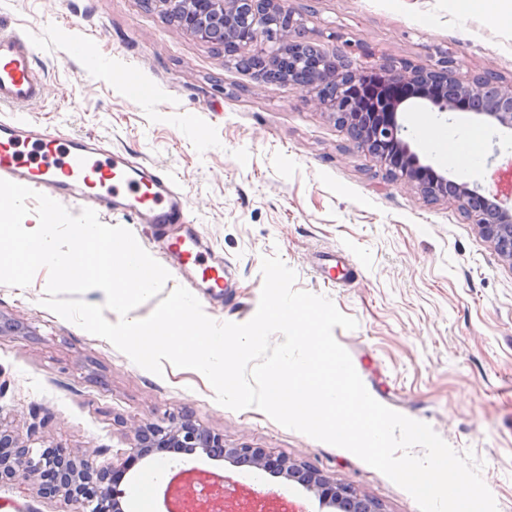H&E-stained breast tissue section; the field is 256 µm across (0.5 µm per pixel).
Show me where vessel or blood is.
<instances>
[{"label":"vessel or blood","instance_id":"vessel-or-blood-1","mask_svg":"<svg viewBox=\"0 0 512 512\" xmlns=\"http://www.w3.org/2000/svg\"><path fill=\"white\" fill-rule=\"evenodd\" d=\"M35 56L29 35L0 31V106L10 109L0 117V179L52 198L73 195L81 207L149 225L188 288L203 283L223 289L224 266L202 259L188 199L170 174L105 149L100 137L61 141L18 115V108L38 101L44 91L33 68Z\"/></svg>","mask_w":512,"mask_h":512}]
</instances>
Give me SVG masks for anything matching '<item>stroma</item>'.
<instances>
[{
  "mask_svg": "<svg viewBox=\"0 0 512 512\" xmlns=\"http://www.w3.org/2000/svg\"><path fill=\"white\" fill-rule=\"evenodd\" d=\"M325 52L364 43L373 60L428 67L440 54L464 81L487 73L512 84V0L493 13L462 12L458 0H291ZM37 44L42 98L21 108L31 124L61 138L104 137L113 151L172 173L197 229L223 260L222 296L202 300L207 316L242 324L255 314L261 258L294 269L295 287L329 297L355 330L334 328L370 395L429 424L457 452L483 461L498 512H512V263L503 261L456 202L425 200L386 179L367 153L317 103L314 92L275 85L229 64L223 51L182 31L143 0H0V30ZM89 43L94 55L75 52ZM130 75L125 87L119 75ZM424 119L456 137L480 131L476 153L455 166L424 146ZM413 147L457 182L502 189L512 133L479 125L469 112L409 108ZM334 270L336 282L323 275ZM47 269L25 288L0 284V418L35 447L56 446L120 465L135 425L188 412L248 445L311 465L375 499L382 512H419L413 497L352 452L287 429L256 408L219 405L196 370L147 371L113 346L44 307ZM164 463L152 512H167L165 479L197 469L224 478L241 512L268 494L276 512H319L294 482L203 452H165L126 474L129 491ZM29 482L0 486V512H58Z\"/></svg>",
  "mask_w": 512,
  "mask_h": 512,
  "instance_id": "obj_1",
  "label": "stroma"
}]
</instances>
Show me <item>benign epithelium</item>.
<instances>
[{"label": "benign epithelium", "instance_id": "obj_1", "mask_svg": "<svg viewBox=\"0 0 512 512\" xmlns=\"http://www.w3.org/2000/svg\"><path fill=\"white\" fill-rule=\"evenodd\" d=\"M146 4L203 42H211L215 30L225 25L234 27L240 37L226 55L245 54L253 62L252 70L266 79L283 55L292 71L301 63H314L322 74L299 87L318 91L319 104L348 131L354 147L423 197L455 200L494 250L512 263V207L504 206L499 195L486 196L423 162L404 138L403 117L411 104L454 112L458 97L466 96L474 100L472 113L480 122L512 132L511 85L504 86L491 75L464 82L455 76L453 59L446 53L429 68L404 61L368 66L364 60L371 53L363 44L355 46L358 59L343 51L325 53L311 45L302 14L288 6V0H146ZM134 440L127 461L109 468L58 447L35 449L31 437H23L0 418V484L18 478L30 481L40 494L60 498L61 512H124L120 485L128 462L168 448L189 452L200 448L210 456L217 452L233 462L283 475L313 494L322 509L381 512L373 500L305 464L275 459L261 448L224 446L223 434L200 427L186 412L135 426ZM200 507L203 512H224L223 490L201 496Z\"/></svg>", "mask_w": 512, "mask_h": 512}]
</instances>
